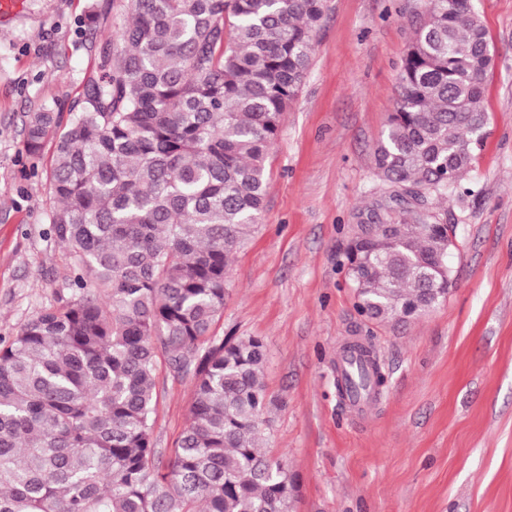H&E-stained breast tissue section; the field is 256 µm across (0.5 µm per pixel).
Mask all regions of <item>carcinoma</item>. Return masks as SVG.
<instances>
[{
  "mask_svg": "<svg viewBox=\"0 0 512 512\" xmlns=\"http://www.w3.org/2000/svg\"><path fill=\"white\" fill-rule=\"evenodd\" d=\"M324 0H126L55 138L50 233L67 292L0 340V512H291L262 448L266 346L217 336L234 253L264 208L267 158L309 71ZM492 57L472 0H428L374 149L399 217L351 229L359 315L401 326L448 297L437 205L470 169ZM193 381L189 422L154 441L162 364Z\"/></svg>",
  "mask_w": 512,
  "mask_h": 512,
  "instance_id": "carcinoma-1",
  "label": "carcinoma"
}]
</instances>
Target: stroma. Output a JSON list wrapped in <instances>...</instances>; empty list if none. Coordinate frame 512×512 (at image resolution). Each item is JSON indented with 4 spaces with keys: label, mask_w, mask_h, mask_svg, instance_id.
Instances as JSON below:
<instances>
[{
    "label": "stroma",
    "mask_w": 512,
    "mask_h": 512,
    "mask_svg": "<svg viewBox=\"0 0 512 512\" xmlns=\"http://www.w3.org/2000/svg\"><path fill=\"white\" fill-rule=\"evenodd\" d=\"M98 4L110 34L121 0H22L0 17V337L65 291L69 260L49 234L53 142L22 151L30 114H69L99 56L80 25ZM427 0H325L309 72L268 159L264 210L226 277L220 336L266 345L263 448L297 484L292 512H512V0H474L492 64L484 141L455 228V286L406 326L355 308L342 264L350 229L386 215L372 151ZM369 339L387 384L363 413L336 388V362ZM154 438L173 447L192 381L161 368Z\"/></svg>",
    "instance_id": "stroma-1"
}]
</instances>
